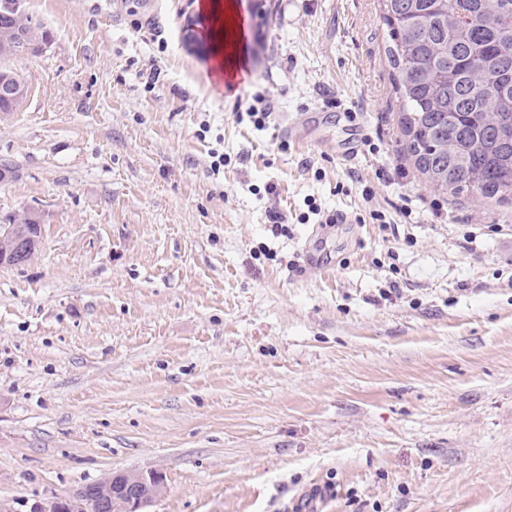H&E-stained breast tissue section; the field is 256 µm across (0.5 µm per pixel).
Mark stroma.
Masks as SVG:
<instances>
[{
	"mask_svg": "<svg viewBox=\"0 0 512 512\" xmlns=\"http://www.w3.org/2000/svg\"><path fill=\"white\" fill-rule=\"evenodd\" d=\"M199 2L25 0L0 512L150 470L149 512H512V205L403 157L379 0ZM230 14L262 130L211 80ZM235 107L241 122L246 116L248 121L259 130L265 127L274 112L273 103L260 96H241L237 99ZM42 229L36 215H29L17 224L2 225L0 230V265L17 266L31 260L38 251Z\"/></svg>",
	"mask_w": 512,
	"mask_h": 512,
	"instance_id": "35a3bbf8",
	"label": "stroma"
}]
</instances>
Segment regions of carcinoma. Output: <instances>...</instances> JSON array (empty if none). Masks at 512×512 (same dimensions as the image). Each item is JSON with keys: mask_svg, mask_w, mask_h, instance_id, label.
<instances>
[{"mask_svg": "<svg viewBox=\"0 0 512 512\" xmlns=\"http://www.w3.org/2000/svg\"><path fill=\"white\" fill-rule=\"evenodd\" d=\"M401 150L434 190L512 204V0H381ZM49 32L0 16V61Z\"/></svg>", "mask_w": 512, "mask_h": 512, "instance_id": "1", "label": "carcinoma"}]
</instances>
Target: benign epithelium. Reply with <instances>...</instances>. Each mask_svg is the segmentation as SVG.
<instances>
[{"label":"benign epithelium","mask_w":512,"mask_h":512,"mask_svg":"<svg viewBox=\"0 0 512 512\" xmlns=\"http://www.w3.org/2000/svg\"><path fill=\"white\" fill-rule=\"evenodd\" d=\"M26 84L18 77L0 79V99L18 100ZM42 229L39 219L29 215L16 224L0 227V265L17 266L31 260L38 251ZM163 479L155 471H117L61 496L34 502L29 512H146L162 493Z\"/></svg>","instance_id":"1"}]
</instances>
